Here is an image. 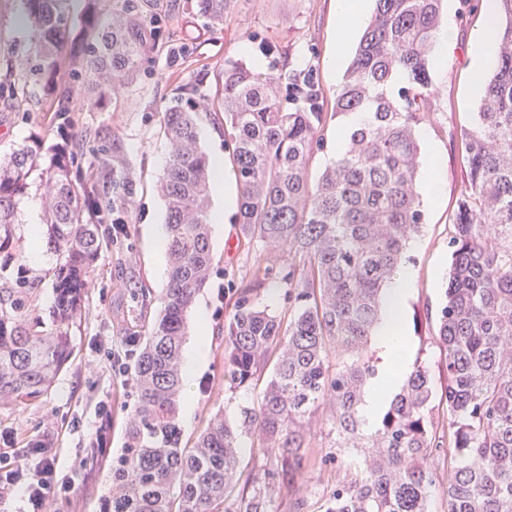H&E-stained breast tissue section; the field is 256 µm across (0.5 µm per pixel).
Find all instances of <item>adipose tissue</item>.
Instances as JSON below:
<instances>
[{
    "mask_svg": "<svg viewBox=\"0 0 512 512\" xmlns=\"http://www.w3.org/2000/svg\"><path fill=\"white\" fill-rule=\"evenodd\" d=\"M412 285L410 269H402L389 286L384 314L375 330L385 370H405L411 362L410 347L405 335V298Z\"/></svg>",
    "mask_w": 512,
    "mask_h": 512,
    "instance_id": "1",
    "label": "adipose tissue"
}]
</instances>
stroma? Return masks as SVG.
<instances>
[{
	"mask_svg": "<svg viewBox=\"0 0 512 512\" xmlns=\"http://www.w3.org/2000/svg\"><path fill=\"white\" fill-rule=\"evenodd\" d=\"M450 8L453 48L447 69L432 72L435 116L421 126L442 153L445 181L440 198L424 199V224L407 252L413 271L405 303L410 316H432L438 310L456 202L467 180L456 142L471 125L476 108L471 61L487 16L484 0H451ZM24 13L25 0H0V75L6 72L7 59L29 53L31 32L23 22ZM336 37L335 0H234L220 31L210 30L200 18L179 11L169 38L192 44L194 52L185 63L174 66L165 57H158L150 77L133 82L112 111L89 112L81 99H73L71 107L78 125L113 128L122 135L138 194L127 238L101 254L86 308L70 329L73 355L53 387L40 404L0 408V433L10 437L0 448L17 452L30 441L48 439L59 471L72 482L71 490L58 502L49 503L47 512H99L100 500L108 491V466L123 446V423L132 406L133 369L128 366L123 372L113 371L100 357L98 345L106 341L114 352L124 353L126 339L144 338L161 310L166 282L158 277L157 268L163 258L153 248L149 227L164 223L166 218L165 201L155 189L167 158L159 113L170 103L174 87L197 79L210 95H219L224 90L225 61L264 68L277 61L313 71L325 102L330 103L344 72L343 65L334 64L333 58L338 53L351 54L350 49L337 48ZM264 43L274 47V59L258 54V46ZM27 99L24 108L0 99V156L32 135L43 137L48 145L57 140L49 98L32 85ZM238 237L235 222L212 225L211 277L196 297L198 306L205 308L202 315L206 321L198 323L196 309L187 315L188 341L200 338L205 343L204 361L195 377L190 403L191 417L180 422L189 440L220 410L232 423H242L243 410L253 407L258 397L257 390L231 388L224 376V320L233 308L236 288L249 283L256 268L272 263L276 255L259 242L240 245ZM103 402L111 408L110 418L98 414ZM326 431L322 418L312 419L299 489L308 500V512H319L330 487L340 477L321 462ZM98 433L104 436L99 447L91 442Z\"/></svg>",
	"mask_w": 512,
	"mask_h": 512,
	"instance_id": "obj_1",
	"label": "stroma"
}]
</instances>
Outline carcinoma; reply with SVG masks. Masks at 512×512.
I'll use <instances>...</instances> for the list:
<instances>
[{"instance_id": "obj_1", "label": "carcinoma", "mask_w": 512, "mask_h": 512, "mask_svg": "<svg viewBox=\"0 0 512 512\" xmlns=\"http://www.w3.org/2000/svg\"><path fill=\"white\" fill-rule=\"evenodd\" d=\"M371 18L323 111L313 74L272 63L258 71L224 64V93L188 80L161 111L167 161L159 185L166 205L168 283L163 307L134 363L136 391L112 458L111 492L100 512H224L238 481L239 434L213 414L190 443L178 423L184 390L186 312L211 276L213 172L198 135V114L219 113L224 149L240 191V242L288 253L279 269L257 268L224 322V366L235 388L269 371L243 424L273 467L254 480L244 512H272L273 494L305 512L295 490L304 473L308 420L327 410L324 462L346 472L322 512H429L437 474L448 459L447 512H512V0H499L497 63L483 79L473 123L461 133L468 182L457 200L448 285L434 340L446 384L435 393L428 365L415 360L377 411L362 412L366 390L386 378L372 347L387 286L424 224L418 191L417 127L430 120L431 50L444 0H374ZM232 0H183L212 29ZM34 51L8 68L0 99L39 85L53 103L58 142L30 137L0 158V403L38 402L68 361L70 325L81 315L103 248L132 223L137 185L123 137L78 126L83 76L86 110L117 103L157 57L187 59L168 37L163 0H86L72 34L61 0H26ZM369 118L346 128L339 158L316 183L309 161L331 120ZM38 173L45 200L32 243L17 234V208ZM46 242L55 263L30 278L27 250ZM274 278L288 286L290 316L259 308L254 289ZM53 303L42 305V285ZM444 401L448 430L433 416Z\"/></svg>"}]
</instances>
